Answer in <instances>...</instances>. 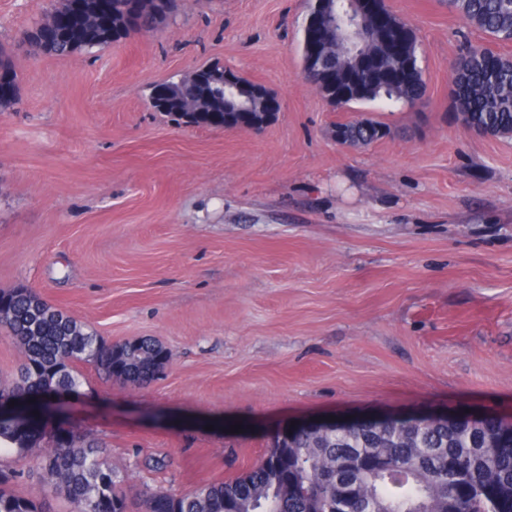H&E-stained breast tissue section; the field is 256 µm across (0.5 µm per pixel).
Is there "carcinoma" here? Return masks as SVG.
<instances>
[{
	"label": "carcinoma",
	"mask_w": 512,
	"mask_h": 512,
	"mask_svg": "<svg viewBox=\"0 0 512 512\" xmlns=\"http://www.w3.org/2000/svg\"><path fill=\"white\" fill-rule=\"evenodd\" d=\"M109 10V21L125 22L130 0H91ZM141 27L153 30L174 9L162 11L159 0H140ZM448 12L463 17L473 28L494 41L512 39V0H443ZM67 0H50L42 18L47 27L67 12ZM387 29L376 30L367 20L356 44L343 29L335 30L323 44L322 55L337 67L347 66L344 54L357 48L372 51L387 68L418 59V38L409 31L398 54L391 52L389 34L404 27L401 19L386 14ZM121 38L120 32L75 50L62 40L50 55L69 57L91 51ZM486 49L470 46L452 66L457 87L454 104L462 121L497 137L512 136V58L498 56L493 63ZM11 71L7 92L0 93V110L18 102L17 72L11 54L0 46V66ZM360 93L354 102L386 100L408 105L425 94L422 70L406 83H390L379 72L355 73ZM172 94L183 115L200 127L224 124V99L196 87L192 74L174 80ZM344 143L367 146L395 134L391 125L371 118L343 124ZM7 307L0 312V328L22 347L19 378L0 386V397L24 404L14 415L0 417V451L13 448L29 458L26 470L0 469V512H53L48 501L36 502L11 489L36 478L75 506V512H149L150 502L160 512H336V488L324 482L325 474L348 449L367 461L382 460L385 474L363 478L361 502H373L384 512H512V439L494 417L481 434L446 423L403 426L380 431H358L350 436L304 430L291 438L273 441L263 459L236 479L204 483L183 495H173L146 483L136 484L120 475L107 461V448L93 440L46 429L58 424L61 413L45 394L49 387L75 392L81 386L78 365L91 363L109 379L146 384L160 372L167 351L151 339L122 344L124 368L114 367L113 345L66 312L45 302L36 292L18 288L0 292Z\"/></svg>",
	"instance_id": "1"
}]
</instances>
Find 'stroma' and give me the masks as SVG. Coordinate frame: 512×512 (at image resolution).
I'll list each match as a JSON object with an SVG mask.
<instances>
[{
  "instance_id": "obj_1",
  "label": "stroma",
  "mask_w": 512,
  "mask_h": 512,
  "mask_svg": "<svg viewBox=\"0 0 512 512\" xmlns=\"http://www.w3.org/2000/svg\"><path fill=\"white\" fill-rule=\"evenodd\" d=\"M47 2L0 0L19 79L0 111V291L167 351L145 385L80 367L67 422L115 470L182 495L254 466L292 421L512 419V138L471 133L451 94L466 45L512 43L440 0H386L426 96L341 109L301 74L311 0H178L157 31L66 58L18 44ZM215 61L280 100L262 131L150 108L154 85ZM362 118L397 132L339 144L334 124Z\"/></svg>"
}]
</instances>
